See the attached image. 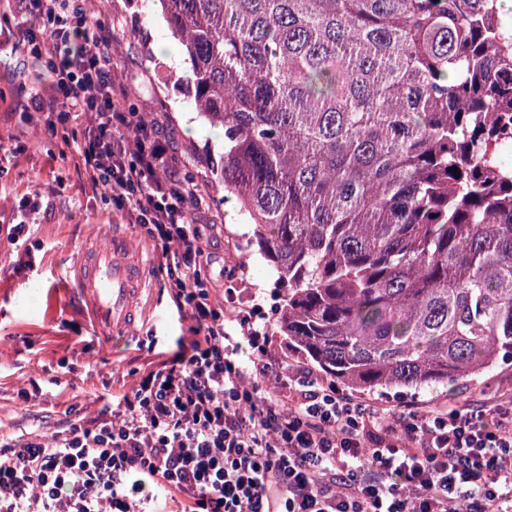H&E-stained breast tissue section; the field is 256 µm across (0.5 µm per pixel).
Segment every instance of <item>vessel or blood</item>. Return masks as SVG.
Wrapping results in <instances>:
<instances>
[{"mask_svg": "<svg viewBox=\"0 0 512 512\" xmlns=\"http://www.w3.org/2000/svg\"><path fill=\"white\" fill-rule=\"evenodd\" d=\"M128 252V239L116 226L107 247L81 256L75 266L72 287L87 304L106 342L131 331L134 302L144 287L143 272Z\"/></svg>", "mask_w": 512, "mask_h": 512, "instance_id": "vessel-or-blood-1", "label": "vessel or blood"}]
</instances>
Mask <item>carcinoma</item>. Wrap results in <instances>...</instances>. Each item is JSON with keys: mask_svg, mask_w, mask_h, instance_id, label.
Returning <instances> with one entry per match:
<instances>
[{"mask_svg": "<svg viewBox=\"0 0 512 512\" xmlns=\"http://www.w3.org/2000/svg\"><path fill=\"white\" fill-rule=\"evenodd\" d=\"M288 349L361 393L512 356L501 0H162Z\"/></svg>", "mask_w": 512, "mask_h": 512, "instance_id": "carcinoma-1", "label": "carcinoma"}]
</instances>
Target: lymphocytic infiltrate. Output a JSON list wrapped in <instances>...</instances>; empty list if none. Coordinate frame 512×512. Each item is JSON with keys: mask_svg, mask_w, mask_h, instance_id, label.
Wrapping results in <instances>:
<instances>
[{"mask_svg": "<svg viewBox=\"0 0 512 512\" xmlns=\"http://www.w3.org/2000/svg\"><path fill=\"white\" fill-rule=\"evenodd\" d=\"M11 13L0 36L20 35L53 80L28 109L62 123L89 116L76 166L154 242L193 335L122 411L48 437L0 438V512H157L164 494L182 512H512L511 402L388 419L312 371L284 376L253 312L216 304L189 221L200 191L172 178L167 141L122 109L86 0H12Z\"/></svg>", "mask_w": 512, "mask_h": 512, "instance_id": "obj_1", "label": "lymphocytic infiltrate"}]
</instances>
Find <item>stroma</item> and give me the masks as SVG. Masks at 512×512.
Masks as SVG:
<instances>
[{"instance_id":"stroma-1","label":"stroma","mask_w":512,"mask_h":512,"mask_svg":"<svg viewBox=\"0 0 512 512\" xmlns=\"http://www.w3.org/2000/svg\"><path fill=\"white\" fill-rule=\"evenodd\" d=\"M91 17L111 44L114 79L128 91L127 107L141 113L168 140L176 177H189L204 196L189 218L202 230L209 263L206 277L218 303L232 284L234 307L253 310L259 326H274L278 291L265 261L247 246L249 227L223 187L214 185L223 142L197 118L191 96L179 84L189 69L185 55L158 57L153 20L156 0H91ZM42 70L11 45L0 46V142L22 150L0 175V436L48 435L64 423L88 421L131 393L151 366L175 353L191 334L187 311L177 309L159 271L158 252L121 211L74 168L72 156L83 121L49 132L39 114L19 109L31 87L43 86ZM26 222V246L11 244L8 225ZM124 224L130 253L143 264L150 290L139 306L145 314L130 339L102 343L80 300L68 288L69 271L81 253L108 242V229ZM43 288L36 302L25 297L30 281ZM512 399V360L500 361L482 379L419 395L392 392L367 396L384 412L423 411L453 402L490 405Z\"/></svg>"}]
</instances>
